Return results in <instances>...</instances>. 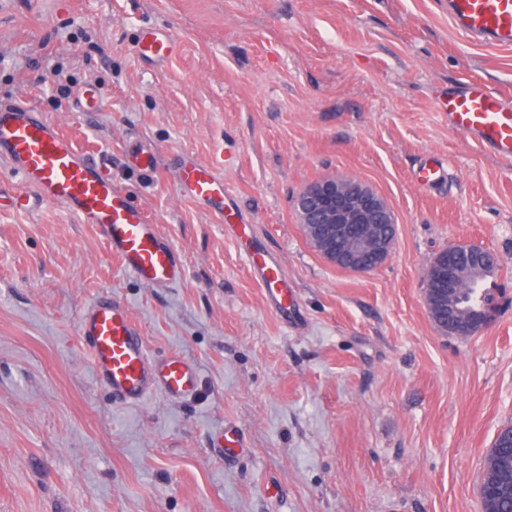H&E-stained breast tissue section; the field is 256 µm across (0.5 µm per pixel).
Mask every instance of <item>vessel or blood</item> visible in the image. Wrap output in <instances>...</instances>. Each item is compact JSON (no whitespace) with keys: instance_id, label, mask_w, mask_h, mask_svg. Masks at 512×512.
I'll return each instance as SVG.
<instances>
[{"instance_id":"vessel-or-blood-1","label":"vessel or blood","mask_w":512,"mask_h":512,"mask_svg":"<svg viewBox=\"0 0 512 512\" xmlns=\"http://www.w3.org/2000/svg\"><path fill=\"white\" fill-rule=\"evenodd\" d=\"M448 19L472 43L512 48V0H448ZM179 51L180 44L170 32L141 27L135 43L141 62L161 66ZM101 103V92L93 84L80 86L73 95L78 112L98 111ZM436 108L450 129L503 162H512V104L499 94L481 82L468 81L449 88ZM0 163L28 189L17 196L0 192V210L62 206L80 223L93 225L126 272L142 284L163 289L185 278L182 261L158 225L113 186L111 151L80 150L29 100H0ZM223 165L220 156L203 162L178 153L176 185L180 194L218 211L225 225L239 230L246 223L236 207L234 188L219 173ZM247 261L269 306L284 320L298 322V300L276 256L259 248L249 253ZM79 336L98 384L117 403L136 406L157 393L181 399L198 389L197 368L174 353L154 358L127 305L116 299L93 300L80 316ZM216 446L224 455H237L246 446L245 435L238 427H225Z\"/></svg>"}]
</instances>
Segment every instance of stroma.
<instances>
[{"mask_svg":"<svg viewBox=\"0 0 512 512\" xmlns=\"http://www.w3.org/2000/svg\"><path fill=\"white\" fill-rule=\"evenodd\" d=\"M178 57L141 63V25ZM104 93L56 107V69ZM477 80L512 102V49L471 43L446 0H0V99L27 95L80 148L112 152V183L156 221L186 268L171 288L122 269L62 207L0 211V512H481L495 433L512 424V164L435 110ZM153 147L142 174L126 157ZM223 152L225 181L297 290L282 323L241 246L176 190L173 158ZM438 160L424 188L419 169ZM358 179L397 235L368 274L310 245L293 209L307 184ZM477 244L492 320L442 333L424 304L440 251ZM125 302L150 353H177L196 395L113 403L78 334L97 296ZM243 430L234 457L214 448ZM101 104L102 95L95 84H84L73 95V109L77 112H97ZM216 446L224 456H234L247 448L244 432L236 426H225L216 436Z\"/></svg>","mask_w":512,"mask_h":512,"instance_id":"stroma-1","label":"stroma"}]
</instances>
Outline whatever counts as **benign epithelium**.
I'll return each mask as SVG.
<instances>
[{
	"mask_svg": "<svg viewBox=\"0 0 512 512\" xmlns=\"http://www.w3.org/2000/svg\"><path fill=\"white\" fill-rule=\"evenodd\" d=\"M305 235L334 266L356 273L378 268L389 256L396 236L393 213L381 195L359 180L332 177L308 184L294 202ZM426 278L437 287L425 289L429 316L445 314L453 335L474 336L487 321L458 319L462 289L469 285L455 258L448 254L431 264Z\"/></svg>",
	"mask_w": 512,
	"mask_h": 512,
	"instance_id": "7a95c632",
	"label": "benign epithelium"
}]
</instances>
